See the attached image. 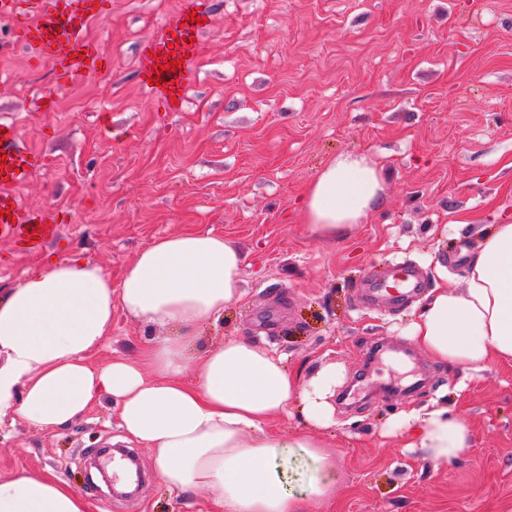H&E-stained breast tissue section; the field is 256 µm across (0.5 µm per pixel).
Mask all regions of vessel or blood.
<instances>
[{"mask_svg": "<svg viewBox=\"0 0 512 512\" xmlns=\"http://www.w3.org/2000/svg\"><path fill=\"white\" fill-rule=\"evenodd\" d=\"M111 7V0H0V17L10 19L13 24L14 43L23 49L33 64L50 62L57 83L70 82L79 73L98 75L107 70L109 61L99 46L85 35L86 29L95 22L104 20ZM185 14L204 17L200 0H185ZM194 23H170L173 40H159L149 44L150 55L143 68L144 78L161 76L168 84V94L185 89L189 68L183 60L194 51V35L201 27ZM181 60L178 71L156 73L157 63L167 56ZM4 136L0 137V149L4 150L7 163L1 172L0 210L9 213L0 217V233L13 236L25 249L42 247L57 235L58 219L53 215L23 210L16 203L12 188L26 178L25 167L33 166L35 157L17 146L18 132L15 124L7 122L0 126ZM426 283L415 266L406 262H395L379 274H371L362 282L366 300L383 301L397 306L405 303Z\"/></svg>", "mask_w": 512, "mask_h": 512, "instance_id": "vessel-or-blood-1", "label": "vessel or blood"}]
</instances>
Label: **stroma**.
<instances>
[{
  "mask_svg": "<svg viewBox=\"0 0 512 512\" xmlns=\"http://www.w3.org/2000/svg\"><path fill=\"white\" fill-rule=\"evenodd\" d=\"M212 17L184 101L140 82L141 50L184 0H112L85 35L108 73L54 83L31 67L0 19V117L42 157L14 193L23 208L62 211L56 239L22 251L0 237V289L46 256L90 260L113 279L154 238L187 229L234 239L246 256L243 301L204 327L202 345L247 337L308 378L341 369L318 430L336 458V498L307 512H512V364L471 372L435 363L406 334L420 304L363 306L370 269L408 259L436 283L460 242L477 251L512 222V0H201ZM54 91V111L36 98ZM366 154L382 201L343 237L307 234L294 211L330 157ZM158 329L112 313L96 365L136 357ZM448 389L471 444L434 467L384 429ZM122 435L111 403L50 432L0 424V474L52 470L92 512H209L213 491L180 495L137 448L146 481L132 496L90 479L92 449Z\"/></svg>",
  "mask_w": 512,
  "mask_h": 512,
  "instance_id": "1",
  "label": "stroma"
}]
</instances>
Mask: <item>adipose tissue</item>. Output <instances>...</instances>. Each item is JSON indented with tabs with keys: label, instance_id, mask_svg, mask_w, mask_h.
<instances>
[{
	"label": "adipose tissue",
	"instance_id": "adipose-tissue-1",
	"mask_svg": "<svg viewBox=\"0 0 512 512\" xmlns=\"http://www.w3.org/2000/svg\"><path fill=\"white\" fill-rule=\"evenodd\" d=\"M383 175L366 155L330 158L306 188L297 220L319 239L346 234L381 202ZM245 256L228 237L184 231L154 239L120 281L78 258L49 259L0 291V423L23 419L54 430L111 401L120 427L149 449L168 489H216L214 512H305L336 495V460L307 432L273 434L267 424L299 408L328 426L339 379L327 367L308 380L283 356L247 338L200 349L199 330L243 297ZM164 328L133 359L93 366L88 355L112 332V312ZM407 332L434 361L480 372L512 364V223L494 225L470 261L463 290L433 288ZM388 434L435 465L470 446L465 420L432 405L394 416ZM315 470L304 493L288 479L292 456ZM0 512H90L52 472L0 475Z\"/></svg>",
	"mask_w": 512,
	"mask_h": 512
}]
</instances>
